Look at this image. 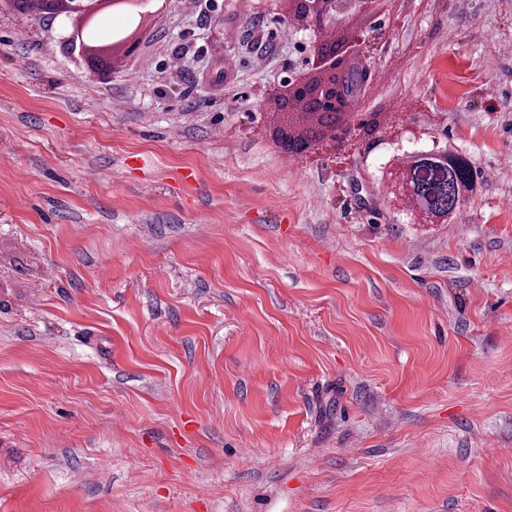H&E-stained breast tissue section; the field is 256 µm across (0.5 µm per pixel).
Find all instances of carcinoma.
Masks as SVG:
<instances>
[{
  "label": "carcinoma",
  "mask_w": 512,
  "mask_h": 512,
  "mask_svg": "<svg viewBox=\"0 0 512 512\" xmlns=\"http://www.w3.org/2000/svg\"><path fill=\"white\" fill-rule=\"evenodd\" d=\"M363 82L361 68L352 66L343 79L346 98L358 101ZM479 176V170L462 154L445 162L430 151L419 152L412 156L407 171L405 195L426 219L450 222L462 212V198L473 194Z\"/></svg>",
  "instance_id": "1"
}]
</instances>
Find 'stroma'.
<instances>
[{
	"mask_svg": "<svg viewBox=\"0 0 512 512\" xmlns=\"http://www.w3.org/2000/svg\"><path fill=\"white\" fill-rule=\"evenodd\" d=\"M347 23L383 132L295 161L285 0H171L101 79L0 10V512H512V0ZM440 148L482 183L408 223Z\"/></svg>",
	"mask_w": 512,
	"mask_h": 512,
	"instance_id": "obj_1",
	"label": "stroma"
}]
</instances>
